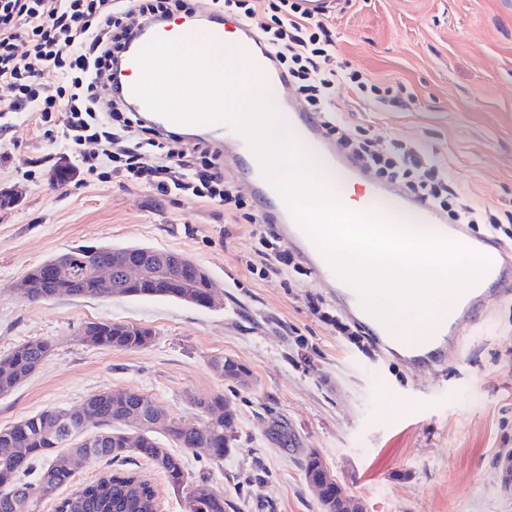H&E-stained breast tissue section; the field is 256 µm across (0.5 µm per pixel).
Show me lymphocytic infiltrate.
Segmentation results:
<instances>
[{"instance_id": "f902f5d3", "label": "lymphocytic infiltrate", "mask_w": 512, "mask_h": 512, "mask_svg": "<svg viewBox=\"0 0 512 512\" xmlns=\"http://www.w3.org/2000/svg\"><path fill=\"white\" fill-rule=\"evenodd\" d=\"M213 2L256 27L289 86L318 114L327 136L357 155L368 170L445 213L450 223L481 225L486 234L512 240V228L466 197L442 162L399 140L380 144L339 121L333 109L337 85L350 84L360 97L380 105L387 97L340 58L325 19L306 15L298 0ZM195 12V0H0V83L11 91L9 99L0 101V119L26 112L35 125L54 123L71 152L95 143L97 152L79 159L89 173L116 163L134 183L164 194L188 192L224 206L251 224L258 239L253 256L244 261L246 269L265 278L287 277L299 267L295 256L278 245L264 217L245 211L234 196L224 180L218 147L206 140L184 146L180 135L130 111L117 89L101 80L105 70L118 64L137 24ZM21 43L26 46L22 53L17 50Z\"/></svg>"}]
</instances>
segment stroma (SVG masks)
Wrapping results in <instances>:
<instances>
[{"label":"stroma","mask_w":512,"mask_h":512,"mask_svg":"<svg viewBox=\"0 0 512 512\" xmlns=\"http://www.w3.org/2000/svg\"><path fill=\"white\" fill-rule=\"evenodd\" d=\"M340 56L381 88L409 96L382 112L340 87L350 126L413 142L446 161L474 202L512 215V0H341L328 18ZM74 174L58 182L59 166ZM0 356L53 344L37 370L0 395V427L81 404L104 391L150 396L185 423L194 396H227L237 440L221 462L182 452L186 470L223 494L227 512H321L304 475L318 452L366 512H512L498 457L512 456V294L462 331L461 360L436 372L381 355L368 336L333 326L341 312L309 267L287 279L249 273L257 241L223 206L99 180L62 148L57 128L21 114L0 130ZM138 243L191 257L222 307L154 299L64 297L30 302L15 283L78 245ZM150 328L137 350L88 345L97 321ZM232 357L253 385L224 380Z\"/></svg>","instance_id":"stroma-1"}]
</instances>
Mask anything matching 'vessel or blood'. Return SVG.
<instances>
[{
  "label": "vessel or blood",
  "mask_w": 512,
  "mask_h": 512,
  "mask_svg": "<svg viewBox=\"0 0 512 512\" xmlns=\"http://www.w3.org/2000/svg\"><path fill=\"white\" fill-rule=\"evenodd\" d=\"M205 17L206 20L202 23L188 17H177L160 23L143 22L121 62L118 86L126 105L162 129L185 135L192 132L191 126L174 123L150 111L132 91V74L139 69V52L148 42L162 34L220 46L224 43L225 30L234 29V51L252 59L267 81L283 87L288 84L287 76L263 45L251 23L231 20L230 17L214 10L207 11ZM284 110L293 136L307 152L321 154L327 163L342 168L355 186H369L367 212L390 217L393 216L395 209L399 208L417 214L421 223L435 225L439 236L481 254L487 260L488 268L485 274L476 283L457 294L444 322L429 330L422 340L400 335L394 328L365 310L360 295L354 288L336 284L331 265L295 221L282 197L264 179L258 161L242 136L223 124L206 125L203 132L217 143L231 145L230 160L239 171L250 176L253 194L261 204L264 217L279 225L282 236L289 244L295 246L315 277L332 286L336 303L344 315L361 325L381 350L398 356L411 365L425 364L439 368L457 362L460 356L461 328L480 321L489 305L503 296L512 294V256L508 255L506 245L489 235L472 234L466 225L448 223L436 208L424 201L403 196L398 192L396 185H373L367 169L335 141L326 137L318 116L308 112L296 96L285 98Z\"/></svg>",
  "instance_id": "obj_1"
}]
</instances>
